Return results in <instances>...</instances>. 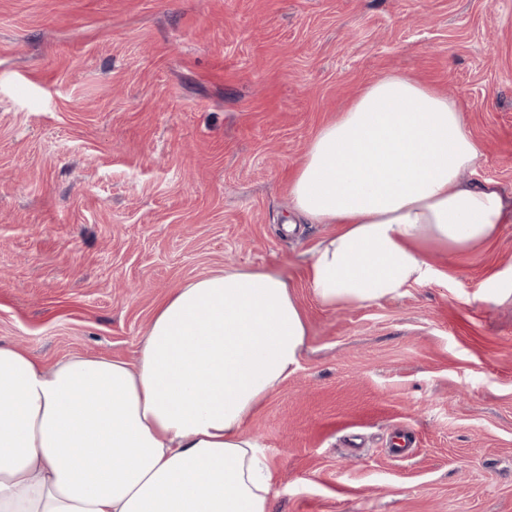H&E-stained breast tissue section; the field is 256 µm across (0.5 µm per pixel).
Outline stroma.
I'll list each match as a JSON object with an SVG mask.
<instances>
[{"mask_svg":"<svg viewBox=\"0 0 512 512\" xmlns=\"http://www.w3.org/2000/svg\"><path fill=\"white\" fill-rule=\"evenodd\" d=\"M396 70L512 200V0H0V343L132 364L178 288L274 270L309 335L248 426L270 512H512V223L336 310L306 281L335 225L283 229L310 139Z\"/></svg>","mask_w":512,"mask_h":512,"instance_id":"stroma-1","label":"stroma"}]
</instances>
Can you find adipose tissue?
Returning a JSON list of instances; mask_svg holds the SVG:
<instances>
[{"instance_id":"adipose-tissue-1","label":"adipose tissue","mask_w":512,"mask_h":512,"mask_svg":"<svg viewBox=\"0 0 512 512\" xmlns=\"http://www.w3.org/2000/svg\"><path fill=\"white\" fill-rule=\"evenodd\" d=\"M460 101L406 74L365 86L312 138L289 183L294 220L334 224L311 251L322 306H367L441 280L512 223ZM308 326L281 275L233 268L163 300L136 364L44 366L0 344V512H269L275 477L252 417L295 371Z\"/></svg>"}]
</instances>
